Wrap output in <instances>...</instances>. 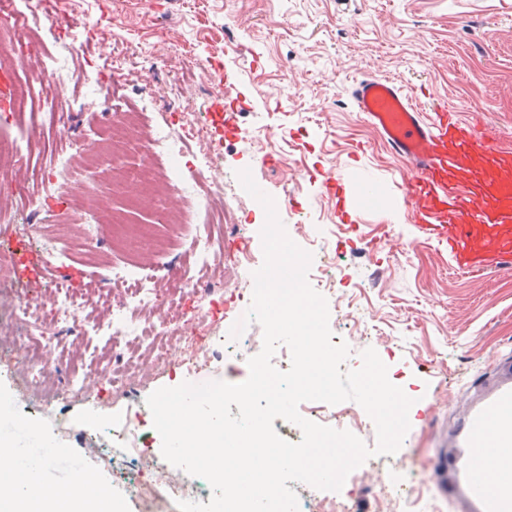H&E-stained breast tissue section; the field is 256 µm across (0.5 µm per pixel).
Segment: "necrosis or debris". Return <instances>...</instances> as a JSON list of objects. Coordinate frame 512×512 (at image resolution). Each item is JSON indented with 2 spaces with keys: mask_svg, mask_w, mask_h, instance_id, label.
I'll use <instances>...</instances> for the list:
<instances>
[{
  "mask_svg": "<svg viewBox=\"0 0 512 512\" xmlns=\"http://www.w3.org/2000/svg\"><path fill=\"white\" fill-rule=\"evenodd\" d=\"M44 14L41 0H0V75L10 87L0 95V127L14 123L22 105L30 107V123L15 135H0V161L13 159L16 168H0V224L10 235L31 240L47 261L51 278L42 299L26 298L20 291L0 295V319L14 328L9 351L17 376L14 407L37 399L44 404L74 398H91L95 390L108 388L124 398L151 374L181 370L199 375L208 370L220 351L239 352L260 345L259 334L232 339L224 334V179L207 129L195 113H182L177 122H157L141 129L135 113L123 115L121 125L92 127L90 134L70 147L56 146L52 128L69 119L59 104L70 81L65 51L47 53L37 35ZM37 63L52 75L47 83L21 85L16 64ZM47 145V162L41 172L44 183L68 179L73 167L91 161L106 171L119 172L118 184L132 204L150 197L177 193L183 206L162 212V236L179 240L185 247L179 272L160 265L147 270L136 260L109 267L112 285L103 311L92 314L90 285L75 286L61 274L71 260L75 244L111 236L121 242L122 218L95 212L78 184L66 190V205L49 204L46 213L61 218L71 233L45 238L38 225L11 222L13 204L22 202L28 186L21 171L29 167L27 147L33 132ZM137 145L142 160L134 170L121 166L130 145ZM303 417L326 426H341L360 434L369 426L364 409L336 408L310 402L300 409ZM143 421L125 411L113 416L106 430L105 451L122 490L135 498L141 512H178L183 500L209 502L206 480L177 475L161 453L134 447Z\"/></svg>",
  "mask_w": 512,
  "mask_h": 512,
  "instance_id": "4bbe7bcc",
  "label": "necrosis or debris"
}]
</instances>
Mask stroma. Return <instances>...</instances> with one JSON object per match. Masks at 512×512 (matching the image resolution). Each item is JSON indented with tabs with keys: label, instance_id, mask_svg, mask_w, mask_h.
Here are the masks:
<instances>
[{
	"label": "stroma",
	"instance_id": "35a3bbf8",
	"mask_svg": "<svg viewBox=\"0 0 512 512\" xmlns=\"http://www.w3.org/2000/svg\"><path fill=\"white\" fill-rule=\"evenodd\" d=\"M58 7L78 21L97 19L101 37L89 43L80 24L63 30L40 22L48 50L87 45L71 56L62 101L70 120L54 129L57 143L80 137L98 112L82 97V76L122 52L123 41L178 42L194 51L157 64L155 87L176 84L178 97H152L130 71L115 81L113 96L125 106L149 102L152 118L180 107L210 122L215 95L200 61L219 58L233 73L224 96L240 133L210 134L225 182L247 168L259 187L287 196L291 239L311 253L314 276L328 269L336 276L326 299L330 330L350 348L345 369L359 368L371 348L397 386L413 391L416 423L403 448L429 512H490L488 501L469 493L464 441L472 413L512 386V268L466 274L452 267L447 249L419 242L401 197L408 171L352 112L349 87L366 75L395 79L422 108L440 100L461 114L479 113L483 129L512 146V0H351L345 8L336 0H59ZM331 174L350 190L371 182L373 196L359 199L355 213L375 249L338 216L323 185ZM261 229L258 213L225 214V241L252 239L249 261L226 252L224 289L241 300L225 326L249 307L242 293L252 266L264 261ZM18 415L60 450L51 486L67 484L68 467L80 458L98 473L104 497L121 512H139L97 450L110 409L74 400ZM393 464L382 456L358 469L360 491L345 487L341 496L357 512H394L381 489Z\"/></svg>",
	"mask_w": 512,
	"mask_h": 512
}]
</instances>
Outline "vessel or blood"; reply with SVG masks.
<instances>
[{"label": "vessel or blood", "instance_id": "1", "mask_svg": "<svg viewBox=\"0 0 512 512\" xmlns=\"http://www.w3.org/2000/svg\"><path fill=\"white\" fill-rule=\"evenodd\" d=\"M351 104L390 151L412 169L403 197L419 239L448 250L464 272L512 264V151L477 133L447 107L428 112L402 86L366 76L350 89ZM24 285H40L43 262L22 250ZM512 448V387L469 420L466 446L473 467L494 470L483 450Z\"/></svg>", "mask_w": 512, "mask_h": 512}]
</instances>
